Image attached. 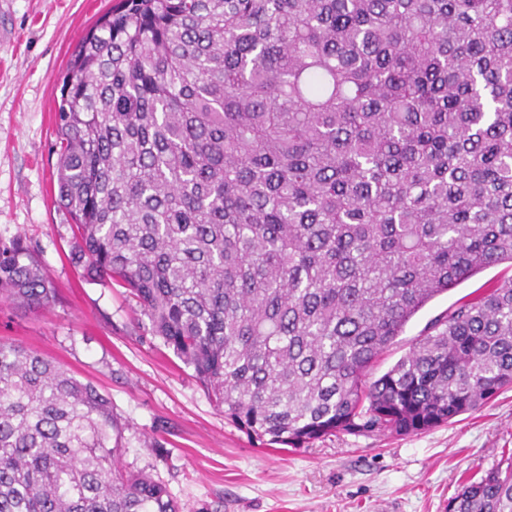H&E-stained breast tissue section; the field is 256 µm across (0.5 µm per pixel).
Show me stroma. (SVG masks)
<instances>
[{"label":"stroma","mask_w":512,"mask_h":512,"mask_svg":"<svg viewBox=\"0 0 512 512\" xmlns=\"http://www.w3.org/2000/svg\"><path fill=\"white\" fill-rule=\"evenodd\" d=\"M113 0H0V239L22 237L56 290L45 311L0 302V341L61 360L125 422L124 467L162 480L180 512H447L463 478L512 449V389L421 433L341 434L284 450L240 431L171 352L145 336L124 289L84 276L57 199L54 113L80 38ZM512 275L485 269L421 309L382 375L427 323Z\"/></svg>","instance_id":"obj_1"}]
</instances>
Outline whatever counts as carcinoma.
I'll list each match as a JSON object with an SVG mask.
<instances>
[{
  "mask_svg": "<svg viewBox=\"0 0 512 512\" xmlns=\"http://www.w3.org/2000/svg\"><path fill=\"white\" fill-rule=\"evenodd\" d=\"M72 261L241 431L307 448L409 434L512 388V0H119L77 45L55 113ZM0 298L55 302L0 240ZM112 400L0 342V512H179L120 466ZM448 512H512V451ZM507 267L508 264H502L485 269L449 290L448 293H444L428 303L408 322L404 333L381 356L373 371V376L378 377L382 375L403 356L430 320L445 314L456 304L472 299L500 277L510 276L512 272L510 267Z\"/></svg>",
  "mask_w": 512,
  "mask_h": 512,
  "instance_id": "cac0c4a2",
  "label": "carcinoma"
}]
</instances>
